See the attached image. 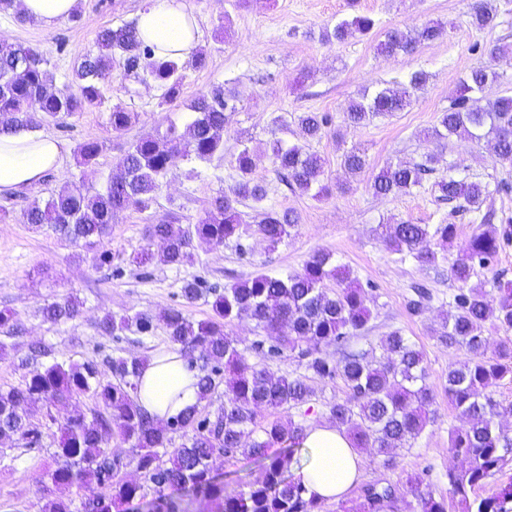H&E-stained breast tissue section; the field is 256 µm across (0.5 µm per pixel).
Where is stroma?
<instances>
[{
	"label": "stroma",
	"instance_id": "stroma-1",
	"mask_svg": "<svg viewBox=\"0 0 512 512\" xmlns=\"http://www.w3.org/2000/svg\"><path fill=\"white\" fill-rule=\"evenodd\" d=\"M198 27L197 46L207 50L209 63L198 70L191 59L183 61V86L177 99L166 102L156 84L125 77L121 64H114L105 101L94 108L45 124L64 150V163L37 187L26 193L0 197V209L9 210V222H0V308L16 312L22 331L9 338L0 353V390L21 386L31 367L26 362L31 345L48 351L50 358L101 365L102 378L111 372L103 366L105 356H140L151 359L169 349L164 331L151 336L125 332L121 337L101 335L97 324L108 313L132 316L159 313L180 304L183 281L198 279L204 287L224 288L256 272L285 274L300 270L317 251L333 253L337 264L351 272L365 288L372 316L369 329L345 346H321V354L340 360L344 352L379 348L392 331H400L426 356L430 381L438 392L431 406L432 418L410 446L397 449L391 467H382L372 449H361L365 482L385 479L397 484L403 496L411 494V480L422 476L426 489L443 494L448 490V471L461 460L449 448L448 432L461 427L463 418L449 404L440 387L449 367L467 353L442 344L433 330L451 309L458 285L450 265L478 227L465 213L435 200L429 188L409 194L380 197L370 188L373 173L400 160H418L423 155L439 158V173L454 171L493 184H508V191L493 195L491 204L512 217V163L499 162L484 145L453 141L443 146L425 138L454 95L462 72L488 62L494 45L512 44V0H496L499 16L495 26L478 29L472 14L484 0H182ZM146 0H79L76 18L60 20L52 28L41 23H19L13 13H0V36L46 51L56 85L71 82L84 52L93 47L97 33L134 21ZM356 14L370 16L373 30L342 43H325L320 34L337 21ZM444 24L439 39L420 44L409 55L389 56L380 45L395 29L427 21ZM424 71L428 80L406 110L375 119L364 127L343 120L349 100L361 93L408 79ZM239 90L235 111L227 115L224 154L197 167L176 161L160 179L156 199L147 210L134 208L116 213L104 241L112 252L111 266L99 268L82 257L81 247L56 235L32 229L21 221V211L36 198H45L67 183L89 188L105 185L116 162L136 139L165 132L169 124L185 127L192 114L188 105L196 96L216 87ZM137 113L128 129L114 131L110 113L114 107ZM300 112L329 114L326 135L307 143L310 152L324 161L325 177L333 186L330 195L315 198L291 191L276 175L263 143L274 136L275 117ZM98 140L102 151L95 163L77 165L76 146ZM257 146L252 176L266 185V208L291 210L299 217L297 230L277 246H269L258 231L259 210L243 204L246 222L239 240L213 247L193 240L191 259L180 266L152 261L143 267L130 264L134 253L148 249L160 252L149 227L173 213L183 225L197 223L219 193L229 191L238 179L234 158L244 140ZM357 147L365 152L368 166L358 175L341 167L343 151ZM404 219L417 224H454L458 235L439 252L434 267L419 265L393 251L383 238L384 224ZM425 286L429 299L420 315H411L407 303L415 286ZM78 300L76 320L51 324L40 309L45 302L65 298ZM226 333L247 345L248 360L269 364L279 373L304 376L313 390L315 408L307 425L329 422L331 404L348 395L342 380L309 376L305 359L285 353L271 362L252 352L250 345L262 331L248 321L235 322ZM54 464L50 447L27 453L14 448L0 454V512H42L36 493L40 475Z\"/></svg>",
	"mask_w": 512,
	"mask_h": 512
}]
</instances>
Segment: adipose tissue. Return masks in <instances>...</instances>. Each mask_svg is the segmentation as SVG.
Listing matches in <instances>:
<instances>
[{
    "label": "adipose tissue",
    "instance_id": "1",
    "mask_svg": "<svg viewBox=\"0 0 512 512\" xmlns=\"http://www.w3.org/2000/svg\"><path fill=\"white\" fill-rule=\"evenodd\" d=\"M140 37L158 57L185 58L197 42V25L181 0H148L136 18ZM64 162L58 140L25 126L0 127V196L15 195L37 186ZM198 371L187 358L169 350L154 356L139 379L138 402L155 418L167 419L198 402ZM302 447L310 460L294 469L317 500H340L361 476V458L346 433L315 425L305 430Z\"/></svg>",
    "mask_w": 512,
    "mask_h": 512
}]
</instances>
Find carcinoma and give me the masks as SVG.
Returning <instances> with one entry per match:
<instances>
[{"mask_svg":"<svg viewBox=\"0 0 512 512\" xmlns=\"http://www.w3.org/2000/svg\"><path fill=\"white\" fill-rule=\"evenodd\" d=\"M497 8L486 4L472 15V24L484 29L494 25ZM375 21L356 16L325 30L322 40L343 41L359 33L367 34ZM438 22L419 29L395 30L383 50L389 54H411L418 44L443 35ZM121 60L125 75L138 76L147 62L153 82L164 88V98L178 96L183 66L176 60L155 59L131 22L116 29L107 27L97 34L94 48L83 55L74 71L71 86L57 87L49 69L46 52L29 45L0 43V124L38 127L57 122L104 103V86L110 78L112 62ZM501 74L492 64L469 68L459 80L457 93L441 113L428 135L437 141L453 139L485 143L502 162L512 163V95H503L479 105L484 86L498 81ZM427 74L414 71L408 84L385 87L351 100L344 121L363 126L377 117L402 112L412 103L414 93L425 85ZM216 88L188 105L193 113L180 132L170 125L163 135L136 140L116 163L101 190L92 191L67 184L46 199H35L23 210L22 223L53 234L92 253L95 266L112 264V252L102 243L112 228L118 211L148 209L160 188L159 177L176 160L208 163L224 152L226 109H235ZM137 120V113L120 107L110 113L112 130L122 131ZM331 123L329 115L303 112L293 118L303 136L319 139ZM102 145L88 139L77 146L76 159L83 165L94 161ZM277 174L289 186L322 197L331 192L324 182L323 162L315 153L295 143L275 137L265 143ZM254 150L245 146L235 157L239 179L230 192L216 196L197 223L187 227L169 214L150 226L152 237L163 243L160 262L179 266L190 258L193 238L213 246L239 239L246 201L257 207L266 199L264 185L252 177ZM437 159L425 155L415 162L399 161L373 176L376 195L411 193L421 188L435 173ZM341 164L351 174L367 167L363 152L352 149L343 154ZM499 188L491 189L481 180L441 175L431 184L436 200L472 215L486 228L473 234L467 246L452 261L451 274L459 283L453 298V312L443 316L437 335L450 347L465 350L469 357L448 369L444 391L448 403L466 424L449 432V444L464 464L448 471V492L434 495L414 482V500L407 501L398 487L387 481L363 483L357 488L352 512H448V505L460 512H512V476L496 490L483 496L479 490L488 480L502 477L512 465V436L499 419L512 413L494 398L501 382H512V280L494 276L497 294L482 284L473 285L475 264L490 263L512 242V224L500 221L493 208L483 209ZM298 224L290 211L266 210L258 225L271 246L291 236ZM384 239L397 252H407L421 265L434 266L439 253L434 242L450 245L457 237L456 224H415L409 220L382 225ZM203 296L210 297L208 318L196 320L184 305ZM184 304L164 309L157 315H105L99 330L106 336L132 331L151 336L159 328L168 336L172 349L202 361L199 368V401L224 388V405L203 415L193 405L170 419L149 416L137 402L139 377L146 361L137 356H107L104 363L112 379L101 378L94 362H41L29 372L24 385L0 391V446L10 443L29 450L43 446V431L29 420L32 409L68 403L89 394L96 402L91 415L73 410L57 422L50 434L56 466L40 480L45 504L42 512H140L148 504L151 512H186L184 495L198 505V512H321L322 503L307 496L297 482L291 465L300 464L303 449L300 436L305 427L293 420H272L255 433L257 410L297 409L303 417L313 412L312 390L306 379L279 374L267 366L248 362L240 341L224 332L235 321H249L264 332L252 349L275 360L285 352H298L307 359V368L321 380L341 378L347 399L329 407L336 425L347 428L353 448H371L383 466L392 463L398 448L418 437L430 421L434 400L428 382L424 353L400 331L382 340L381 352L355 351L336 362L319 352L322 344L342 345L361 334L371 317L367 293L350 278L333 254L314 253L301 269L286 275L257 273L222 290L201 287L198 280H186L180 288ZM45 321L74 320L79 305L72 299L44 305ZM504 330L495 348L485 336L487 322ZM19 332L15 312L0 310V335ZM129 446V461L112 452L109 442ZM251 457L261 464V475L237 489L227 490L224 479L212 466L213 456ZM133 463L140 480H128L121 471ZM95 484L107 489L102 496L76 501L84 488Z\"/></svg>","mask_w":512,"mask_h":512,"instance_id":"carcinoma-1","label":"carcinoma"}]
</instances>
